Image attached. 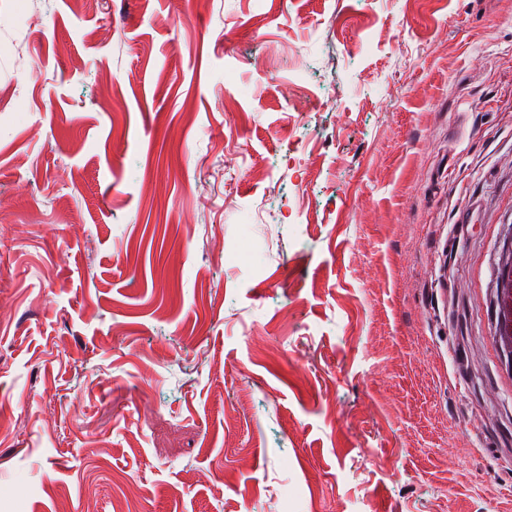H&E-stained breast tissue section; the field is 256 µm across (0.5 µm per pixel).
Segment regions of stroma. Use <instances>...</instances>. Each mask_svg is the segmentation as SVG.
<instances>
[{"label": "stroma", "mask_w": 512, "mask_h": 512, "mask_svg": "<svg viewBox=\"0 0 512 512\" xmlns=\"http://www.w3.org/2000/svg\"><path fill=\"white\" fill-rule=\"evenodd\" d=\"M511 232L512 0H0V512H512ZM498 279L501 288L497 296L499 323L496 332L502 342V354L508 361L511 354L510 339L512 335V267L500 268Z\"/></svg>", "instance_id": "1"}]
</instances>
